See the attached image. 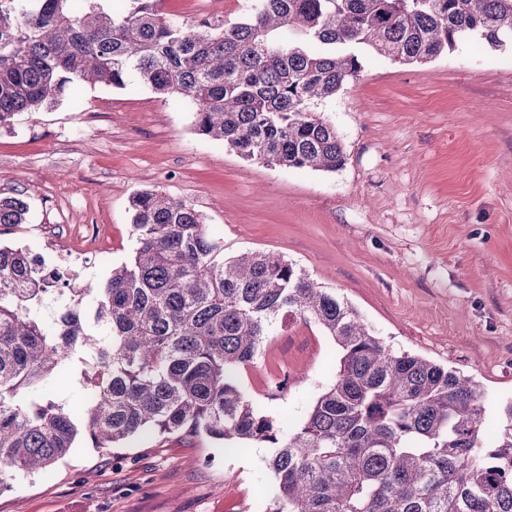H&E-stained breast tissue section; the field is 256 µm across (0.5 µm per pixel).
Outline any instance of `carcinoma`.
I'll return each instance as SVG.
<instances>
[{"mask_svg":"<svg viewBox=\"0 0 512 512\" xmlns=\"http://www.w3.org/2000/svg\"><path fill=\"white\" fill-rule=\"evenodd\" d=\"M0 0V129L62 101L77 82H137L194 114L242 158L336 171V128L316 106L366 54L430 62L473 39L512 50V0H252L250 13L191 22L163 0ZM129 261L103 283L53 284L25 247L0 244V491L45 471L83 437L110 453L145 432L273 449L265 512H512V403L487 439L473 380L396 351L297 264L224 239L160 189L131 200ZM0 197V224L27 223ZM316 324L340 351L335 379L291 428L259 409L238 373L277 324ZM65 372L79 411L44 389Z\"/></svg>","mask_w":512,"mask_h":512,"instance_id":"1","label":"carcinoma"}]
</instances>
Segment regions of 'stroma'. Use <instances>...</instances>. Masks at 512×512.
<instances>
[{"mask_svg": "<svg viewBox=\"0 0 512 512\" xmlns=\"http://www.w3.org/2000/svg\"><path fill=\"white\" fill-rule=\"evenodd\" d=\"M250 5L165 0L164 9L234 22ZM318 110L345 147L333 172L245 160L198 135L185 104L141 85L81 86L75 100L0 130V195L30 204L27 223L0 226V241L49 260L95 255L80 274L102 282L133 249L132 194L161 189L195 205L225 258L282 256L393 349L471 377L499 432L512 402V52L473 43L409 65L370 54ZM335 360L329 337L293 319L239 385L294 425ZM281 374L288 391L270 397ZM267 454L180 434L146 433L109 454L80 447L13 481L0 512H264L275 484Z\"/></svg>", "mask_w": 512, "mask_h": 512, "instance_id": "obj_1", "label": "stroma"}]
</instances>
